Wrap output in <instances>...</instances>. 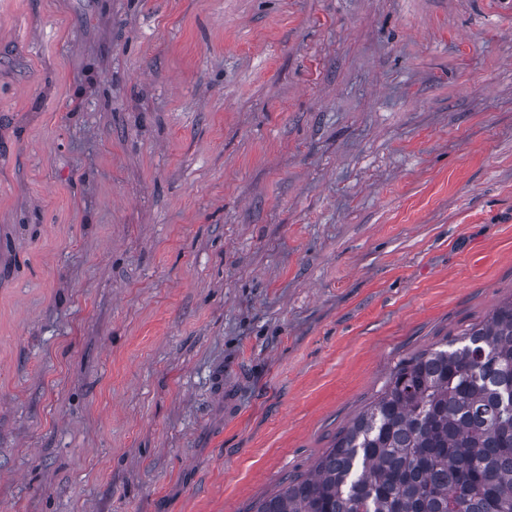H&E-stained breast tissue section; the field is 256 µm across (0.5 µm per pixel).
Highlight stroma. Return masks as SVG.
Returning <instances> with one entry per match:
<instances>
[{"instance_id": "35a3bbf8", "label": "stroma", "mask_w": 512, "mask_h": 512, "mask_svg": "<svg viewBox=\"0 0 512 512\" xmlns=\"http://www.w3.org/2000/svg\"><path fill=\"white\" fill-rule=\"evenodd\" d=\"M512 298V0H0V512H251Z\"/></svg>"}]
</instances>
